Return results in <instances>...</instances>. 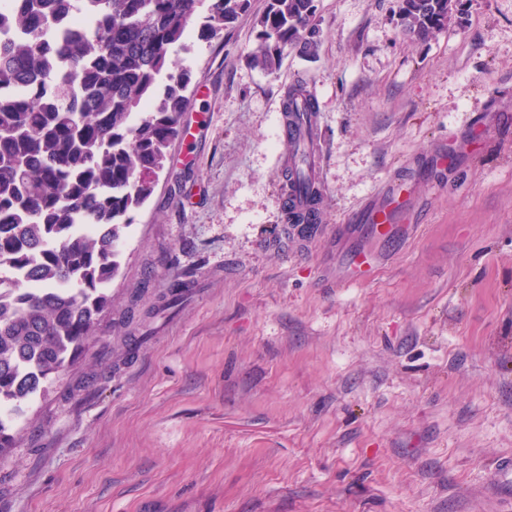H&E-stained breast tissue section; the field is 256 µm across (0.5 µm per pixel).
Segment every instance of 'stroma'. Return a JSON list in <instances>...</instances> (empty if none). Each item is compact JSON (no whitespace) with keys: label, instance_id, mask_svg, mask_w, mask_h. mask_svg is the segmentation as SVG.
<instances>
[{"label":"stroma","instance_id":"stroma-1","mask_svg":"<svg viewBox=\"0 0 512 512\" xmlns=\"http://www.w3.org/2000/svg\"><path fill=\"white\" fill-rule=\"evenodd\" d=\"M265 4L187 38L202 93L94 337L0 452V512H512L488 492L512 460V0H457L425 42L395 0H315L316 52L272 74ZM299 81L306 228L281 192ZM390 184L398 223H363ZM364 249L374 276L347 281ZM285 112L288 113V116L305 114L307 117L316 112L315 102L302 84H296L288 91Z\"/></svg>","mask_w":512,"mask_h":512}]
</instances>
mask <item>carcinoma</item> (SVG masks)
Masks as SVG:
<instances>
[{
	"mask_svg": "<svg viewBox=\"0 0 512 512\" xmlns=\"http://www.w3.org/2000/svg\"><path fill=\"white\" fill-rule=\"evenodd\" d=\"M95 24L64 27L80 0H10L12 37L0 40V409L24 413L52 373L95 334L119 272L121 228L153 194L182 132L189 71L178 65L187 28L211 42L249 12L251 0H91ZM206 11H200L201 7ZM453 0H399L404 35L444 29ZM314 0H267L255 18L253 66L268 73L288 49L316 47ZM285 112L312 115L303 85ZM292 166L284 194L308 200L298 224L317 220L308 173L312 127L288 124ZM91 224L89 235L70 234ZM28 269L13 280L7 268ZM18 420L0 418V449L14 448Z\"/></svg>",
	"mask_w": 512,
	"mask_h": 512,
	"instance_id": "1",
	"label": "carcinoma"
}]
</instances>
